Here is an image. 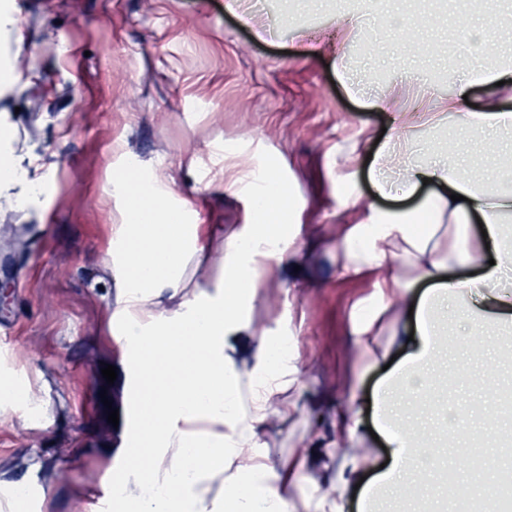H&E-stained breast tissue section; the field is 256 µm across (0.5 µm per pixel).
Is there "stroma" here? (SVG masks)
Segmentation results:
<instances>
[{
	"label": "stroma",
	"mask_w": 512,
	"mask_h": 512,
	"mask_svg": "<svg viewBox=\"0 0 512 512\" xmlns=\"http://www.w3.org/2000/svg\"><path fill=\"white\" fill-rule=\"evenodd\" d=\"M13 0L16 30L0 29V66L14 81L0 87V121L10 148L43 185L38 206L0 210V239L17 236L24 252L0 256V279L12 282L0 308V337L11 339L0 379L21 388L0 404V512L25 484L26 512H97L123 459L134 417L125 347L110 331L124 294L108 250L124 221L125 200L109 192L115 175L134 169L167 183L159 200L192 211L207 234L209 257L189 260L187 286L160 310H182L193 285L222 279L224 242L253 220L247 196L214 179L212 154L236 155L245 167L274 171L289 187L301 226L293 264L270 265L253 303L242 309L224 353L239 375L254 371L262 338H286L301 366L300 384L273 398L257 455L288 482L290 512H314L354 460H387L383 442L342 436L337 407L367 400L387 375L364 367L351 335L350 311L372 291L368 277L339 271L343 235L367 209L395 208L376 195L366 159L349 163L353 145L377 152L394 113L422 121L456 94L471 58L448 30L478 16L484 0H310L304 21L284 14L293 0ZM355 16L343 54L329 44L339 15ZM396 15L421 30L441 54L409 56L402 40L378 53L361 50L366 29ZM390 94L383 110L375 96ZM208 100L209 111L198 110ZM352 188L354 207L336 192ZM470 367L452 400L472 411L464 434L448 433L440 400L422 409L436 424L439 476L429 494L452 512L442 472L477 494L484 469L512 462V334L489 335L482 352L454 346L441 371ZM117 368L114 384L101 374ZM118 424L108 421L109 408Z\"/></svg>",
	"instance_id": "1"
}]
</instances>
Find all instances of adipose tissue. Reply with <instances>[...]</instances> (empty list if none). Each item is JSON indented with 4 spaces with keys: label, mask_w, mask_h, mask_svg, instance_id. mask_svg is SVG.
<instances>
[{
    "label": "adipose tissue",
    "mask_w": 512,
    "mask_h": 512,
    "mask_svg": "<svg viewBox=\"0 0 512 512\" xmlns=\"http://www.w3.org/2000/svg\"><path fill=\"white\" fill-rule=\"evenodd\" d=\"M493 12H486L483 26H467L469 41L480 48L479 64L458 94L448 99V117L457 127L498 143L493 156L492 182L472 180L463 169L472 153L460 142L450 143L442 158L424 159L414 151L415 131L394 136L371 171L376 190L418 199L408 210H373L366 222L355 225L340 247L343 276H373L367 304L352 309L354 342L366 364L378 361L375 338L379 320L393 300L406 296L412 285L427 282L428 293L413 305L408 329L413 339L403 359L375 396L376 425L390 453L389 466L366 489L367 503L386 495L403 504L418 497L420 472L433 468L426 447L424 422L415 418L416 400L426 391L434 365L441 356L438 341L447 307L471 327L512 325V110L497 101L480 109L464 100L471 86L512 82V65L495 62ZM10 128L0 123V192H13L22 206L35 205L40 196L38 180L8 148ZM440 192L422 197L424 179ZM261 201L253 223L243 225L224 245V276L217 290L199 289L184 303L182 312L166 316L158 299L178 293L185 286L186 259L198 250L203 234L200 224L184 222L181 212L155 214L152 204L168 193L157 181L139 184L127 192L124 222L122 276L125 288L120 321L127 338L125 367L142 383L136 395L151 405L155 422L144 438L151 449L141 482L155 485L152 495L137 494L132 512H285L284 489L276 482L255 490L248 471L228 474L224 465L239 457L255 460L269 402L284 378L298 379L293 358L279 354L263 360L248 377H240L224 354L226 333L236 323L245 304L253 302L260 274L267 265L282 263L296 252L299 226L291 212L287 189L274 173L263 176ZM459 201H452V194ZM430 213L447 218V228L421 223ZM479 218L485 237L471 242L459 225ZM494 264H486V251ZM480 266L473 279L453 277L454 268ZM163 348L164 358L142 367L143 346ZM224 481V497L212 495L216 479Z\"/></svg>",
    "instance_id": "ef3b65f1"
}]
</instances>
